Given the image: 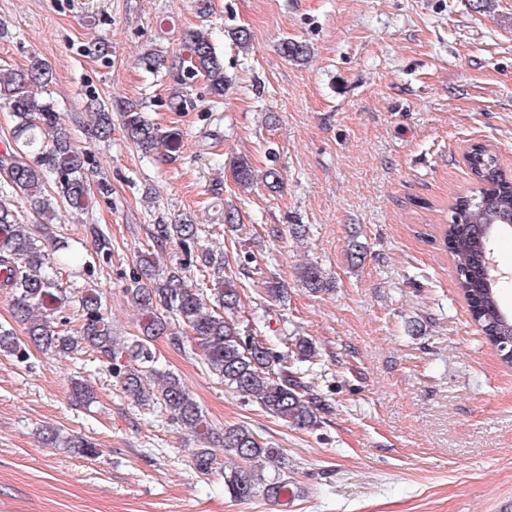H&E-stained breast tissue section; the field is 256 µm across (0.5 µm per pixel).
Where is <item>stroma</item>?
Instances as JSON below:
<instances>
[{"instance_id": "35a3bbf8", "label": "stroma", "mask_w": 512, "mask_h": 512, "mask_svg": "<svg viewBox=\"0 0 512 512\" xmlns=\"http://www.w3.org/2000/svg\"><path fill=\"white\" fill-rule=\"evenodd\" d=\"M241 27L245 48L232 37ZM196 28L231 88L216 101L197 80L176 112L178 73L148 72L142 56L183 54ZM286 38L305 59L282 57ZM35 57L52 71L44 97L87 154L88 208L45 223L1 174L0 199L45 247L67 242L76 261L59 279L97 284L114 334L132 337L140 313L126 290L142 255L248 266L239 319L312 340L320 357L305 380L330 410L314 429L288 426L225 389L190 338L157 337L158 369L182 379L216 432L244 425L283 451L292 496L237 501L223 447L212 448L219 469L196 471L197 439L128 397L108 360L0 353V512H512V368L473 324L442 238L471 185L470 145L492 146L512 174V0H212L203 18L192 0H0V70ZM95 102L114 111L104 141L88 132ZM128 103L177 130L179 152L143 156L122 128ZM240 158L278 170L280 189L240 188ZM230 210L238 223H225ZM185 215L191 251L153 239ZM306 263L322 269V291L302 287ZM272 281L286 302L269 300ZM76 379L90 406L74 400ZM43 428L99 453L48 447Z\"/></svg>"}]
</instances>
